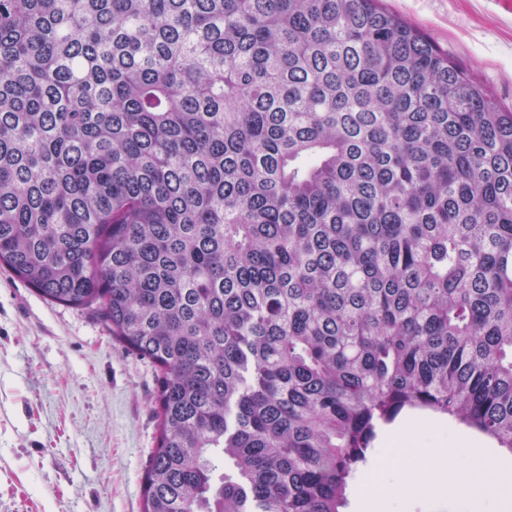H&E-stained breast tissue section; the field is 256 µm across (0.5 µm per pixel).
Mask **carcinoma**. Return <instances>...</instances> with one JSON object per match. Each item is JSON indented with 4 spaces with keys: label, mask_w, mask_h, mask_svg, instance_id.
Instances as JSON below:
<instances>
[{
    "label": "carcinoma",
    "mask_w": 512,
    "mask_h": 512,
    "mask_svg": "<svg viewBox=\"0 0 512 512\" xmlns=\"http://www.w3.org/2000/svg\"><path fill=\"white\" fill-rule=\"evenodd\" d=\"M0 264L157 371L143 512L512 450V109L380 0H0Z\"/></svg>",
    "instance_id": "carcinoma-1"
}]
</instances>
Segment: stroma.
<instances>
[{"label": "stroma", "mask_w": 512, "mask_h": 512, "mask_svg": "<svg viewBox=\"0 0 512 512\" xmlns=\"http://www.w3.org/2000/svg\"><path fill=\"white\" fill-rule=\"evenodd\" d=\"M512 108V0H385ZM156 371L112 338L95 312L44 300L0 266V512H142L143 480L156 446ZM411 426L423 444L477 445L512 475V450L431 413L404 417L379 435L348 491L381 493L405 475L392 459ZM393 512H504L434 493Z\"/></svg>", "instance_id": "1"}]
</instances>
